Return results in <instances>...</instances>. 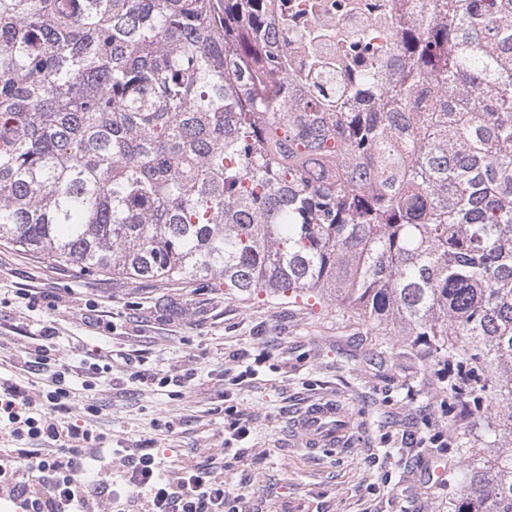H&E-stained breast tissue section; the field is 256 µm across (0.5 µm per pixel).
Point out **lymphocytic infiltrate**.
I'll return each instance as SVG.
<instances>
[{
	"mask_svg": "<svg viewBox=\"0 0 512 512\" xmlns=\"http://www.w3.org/2000/svg\"><path fill=\"white\" fill-rule=\"evenodd\" d=\"M54 335L41 326L17 351L27 384L0 383V439L14 444L0 456V502L21 512H102L117 500L120 512H240L247 493L225 490L223 462L187 459L169 474L159 449L98 447L75 418L67 361L50 365L44 353Z\"/></svg>",
	"mask_w": 512,
	"mask_h": 512,
	"instance_id": "lymphocytic-infiltrate-1",
	"label": "lymphocytic infiltrate"
}]
</instances>
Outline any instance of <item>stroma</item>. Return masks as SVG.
Listing matches in <instances>:
<instances>
[{
    "instance_id": "35a3bbf8",
    "label": "stroma",
    "mask_w": 512,
    "mask_h": 512,
    "mask_svg": "<svg viewBox=\"0 0 512 512\" xmlns=\"http://www.w3.org/2000/svg\"><path fill=\"white\" fill-rule=\"evenodd\" d=\"M34 288L53 296L22 299ZM55 326L48 356L68 354L77 406L96 398L89 417L105 448L151 440L153 447L192 452L196 461L224 457V487L245 488L243 512H448L459 496L454 480L429 481L430 468L453 472L482 465L456 451L458 433L480 437L478 418L462 399H449L437 377L442 361L423 345L378 329L345 324L335 305L265 290L225 293L215 281L157 282L89 275L0 244V377L21 380L9 357L26 345L36 322ZM145 350L159 375L192 373L188 386L151 390L113 357L95 396L81 388L82 355L96 347ZM256 376L236 386L245 368ZM332 400L352 422L341 451L307 453L291 424L310 402ZM237 407L250 428L240 452L224 451V410ZM443 430L445 445L431 443Z\"/></svg>"
}]
</instances>
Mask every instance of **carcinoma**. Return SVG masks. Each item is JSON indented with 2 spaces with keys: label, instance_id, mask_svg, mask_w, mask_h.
<instances>
[{
  "label": "carcinoma",
  "instance_id": "obj_1",
  "mask_svg": "<svg viewBox=\"0 0 512 512\" xmlns=\"http://www.w3.org/2000/svg\"><path fill=\"white\" fill-rule=\"evenodd\" d=\"M287 2L0 0V242L428 339L475 374L489 451L448 509L512 512V0L403 6L396 71L330 85L313 55L299 94Z\"/></svg>",
  "mask_w": 512,
  "mask_h": 512
}]
</instances>
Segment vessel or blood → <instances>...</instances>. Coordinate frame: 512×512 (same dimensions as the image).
Wrapping results in <instances>:
<instances>
[{"instance_id": "b4317fda", "label": "vessel or blood", "mask_w": 512, "mask_h": 512, "mask_svg": "<svg viewBox=\"0 0 512 512\" xmlns=\"http://www.w3.org/2000/svg\"><path fill=\"white\" fill-rule=\"evenodd\" d=\"M351 430L345 409L334 402H318L302 411L296 431L309 451L332 449L347 441Z\"/></svg>"}]
</instances>
